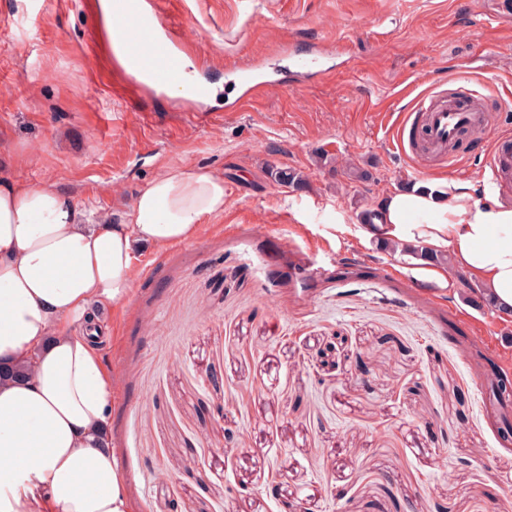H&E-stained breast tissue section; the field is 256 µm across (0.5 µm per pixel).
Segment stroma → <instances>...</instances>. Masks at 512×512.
Listing matches in <instances>:
<instances>
[{
	"instance_id": "stroma-1",
	"label": "stroma",
	"mask_w": 512,
	"mask_h": 512,
	"mask_svg": "<svg viewBox=\"0 0 512 512\" xmlns=\"http://www.w3.org/2000/svg\"><path fill=\"white\" fill-rule=\"evenodd\" d=\"M95 2L0 0V179L116 217L163 162L227 188L197 238L144 251L98 322L135 512H503L512 400L491 374L512 367V320L466 303L457 275L380 252L358 216L420 181L396 119L448 78L468 76L512 136V0H173L166 23L206 62L202 113L114 69ZM284 42L349 65L229 105V68L278 67ZM489 139H463L455 171L481 190Z\"/></svg>"
}]
</instances>
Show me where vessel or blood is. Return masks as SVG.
<instances>
[{"label": "vessel or blood", "mask_w": 512, "mask_h": 512, "mask_svg": "<svg viewBox=\"0 0 512 512\" xmlns=\"http://www.w3.org/2000/svg\"><path fill=\"white\" fill-rule=\"evenodd\" d=\"M159 0H108L104 23L111 43L120 47L121 66L135 82L149 89L168 85L183 86L188 101L203 104L210 95L207 83L192 76V68L184 60L186 44L177 43L169 28L161 21ZM287 60V71L302 82L322 81L333 73L327 49L297 53L281 49ZM233 84L239 89L235 101L244 107L266 87L261 65L235 67ZM493 126L481 95L469 85L468 78L449 80L446 88H438L419 98L405 112L397 129L396 143L422 173L432 163L453 169L461 163L455 146L466 134L481 132ZM491 182L498 186L503 198L512 199V147L492 148L486 160Z\"/></svg>", "instance_id": "b4317fda"}]
</instances>
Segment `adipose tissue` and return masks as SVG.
Segmentation results:
<instances>
[{
	"instance_id": "ef3b65f1",
	"label": "adipose tissue",
	"mask_w": 512,
	"mask_h": 512,
	"mask_svg": "<svg viewBox=\"0 0 512 512\" xmlns=\"http://www.w3.org/2000/svg\"><path fill=\"white\" fill-rule=\"evenodd\" d=\"M221 173L161 164L120 221L61 191L0 183V512H132L108 433L112 378L91 329L125 299L143 248L197 237L224 212ZM377 234L451 258L512 311V206L436 176L385 197Z\"/></svg>"
}]
</instances>
